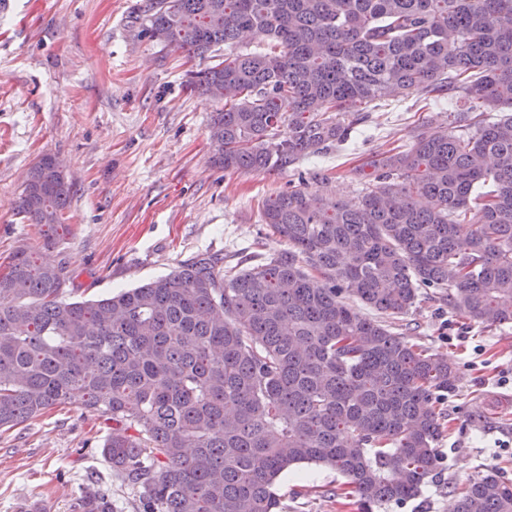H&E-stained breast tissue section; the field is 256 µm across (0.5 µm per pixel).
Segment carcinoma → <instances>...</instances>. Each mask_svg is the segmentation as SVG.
Returning a JSON list of instances; mask_svg holds the SVG:
<instances>
[{"instance_id": "cac0c4a2", "label": "carcinoma", "mask_w": 512, "mask_h": 512, "mask_svg": "<svg viewBox=\"0 0 512 512\" xmlns=\"http://www.w3.org/2000/svg\"><path fill=\"white\" fill-rule=\"evenodd\" d=\"M143 32L203 57L224 87L210 123L227 172L285 170L349 139V113L420 93L471 106L409 148L350 170V199L306 184L262 201L288 244L243 269L199 254L100 299L70 300L63 262L20 246L0 272V430L80 398L110 425L101 454L139 512H278L291 466L336 469L361 512L403 504L442 470L456 369L352 305L512 323V0H152ZM247 35L266 41L239 50ZM288 126L283 133L282 126ZM41 156L18 212L56 234L71 193ZM74 512H114L91 482ZM456 512H512L479 473Z\"/></svg>"}]
</instances>
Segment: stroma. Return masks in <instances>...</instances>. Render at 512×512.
<instances>
[{
  "label": "stroma",
  "mask_w": 512,
  "mask_h": 512,
  "mask_svg": "<svg viewBox=\"0 0 512 512\" xmlns=\"http://www.w3.org/2000/svg\"><path fill=\"white\" fill-rule=\"evenodd\" d=\"M148 0H10L0 9V264L19 244L42 251L37 225L17 210L31 166L55 156L71 196L52 259L73 277L75 300L138 287L201 253L225 263L284 247L261 218L263 200L319 169L307 190L348 199L355 158L407 147L417 119L448 124V111L410 94L361 122L356 143L288 170L227 172L211 158L210 122L223 103L188 84L199 58L144 37ZM411 342L455 365L443 469L414 498L381 512H448L456 491L493 470L512 481V325L486 327L451 316L435 295L400 318L368 310ZM104 421L79 401L0 434V512L30 503L72 512L79 483L94 476L115 512H137L138 496L99 450ZM343 477L304 464L276 484L283 512H358L337 496Z\"/></svg>",
  "instance_id": "35a3bbf8"
}]
</instances>
